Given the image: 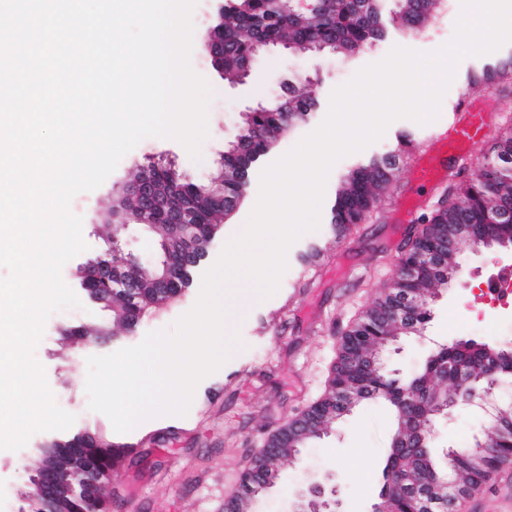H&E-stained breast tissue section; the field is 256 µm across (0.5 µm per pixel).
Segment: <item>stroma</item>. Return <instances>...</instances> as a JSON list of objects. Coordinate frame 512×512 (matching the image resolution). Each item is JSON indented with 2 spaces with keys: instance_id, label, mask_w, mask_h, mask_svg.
Instances as JSON below:
<instances>
[{
  "instance_id": "35a3bbf8",
  "label": "stroma",
  "mask_w": 512,
  "mask_h": 512,
  "mask_svg": "<svg viewBox=\"0 0 512 512\" xmlns=\"http://www.w3.org/2000/svg\"><path fill=\"white\" fill-rule=\"evenodd\" d=\"M458 13L459 0H444L426 33L416 37L405 35L396 23L386 22L382 40L347 58L328 50L296 55L282 47L273 48L262 53L251 76L241 84L228 83L199 51H192V68L213 90L209 136L201 145L200 160H193L177 141L149 137L128 152L99 187L75 195L70 209L82 218L86 249L64 264L61 275L65 284L81 293L79 269L88 255L107 247L112 230L104 219L112 208L115 190L133 171L161 163L174 166L194 183L215 180L222 172L224 145L237 134L243 112L273 97L282 81L302 79L316 107L305 124L270 152V159H277L322 123L335 87L365 65L383 59L393 46L431 51L443 45ZM510 55L512 44L464 58L442 100L437 125L396 120L380 140L334 165L326 183L319 228L290 247L288 269L278 291L250 303L236 317L242 346L198 384L191 415L165 416L137 432H116L107 416L88 407L87 352L67 346L59 332L65 325L108 320V312L85 299L80 307L49 316L34 356L44 369L56 404L74 415L72 431L98 432L109 440L134 445L133 452L112 473L107 489L110 512H224L225 490L239 484L262 440L319 397L343 332L386 287L410 233L430 215L450 184L472 177L500 130L512 125V83L486 91L492 114L481 141L465 156L449 160L448 172L440 182L425 188L415 183L413 168L432 131L449 132L460 120L455 106L471 99V77ZM404 135L412 146L398 160L379 212L336 236L328 208L339 181L358 162L396 150ZM500 273L487 251H465L460 274L438 290L431 304L425 341L405 338L382 350L388 372L408 377L435 341L512 339V307L491 303L480 293L481 286ZM201 282V272H194L191 286L179 298L144 316L134 330L112 337L98 347V354L137 345L148 332L171 327L194 306ZM479 419L470 407L455 408L436 426L437 452L464 446ZM391 422L385 405L360 403L327 435L307 445L298 459L282 462L278 483L255 503L254 512H295L300 493L314 481L335 488L338 512H369L382 484ZM55 436V431H40L19 450L0 449V512H20L26 506L42 448ZM510 494L512 460L500 467L487 487L468 496L464 512H495V504Z\"/></svg>"
}]
</instances>
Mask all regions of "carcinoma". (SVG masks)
I'll list each match as a JSON object with an SVG mask.
<instances>
[{"mask_svg":"<svg viewBox=\"0 0 512 512\" xmlns=\"http://www.w3.org/2000/svg\"><path fill=\"white\" fill-rule=\"evenodd\" d=\"M382 2L384 0H316L312 12L294 14L280 9L274 0H227L224 6V79L236 82L242 60L251 54L258 41L324 45L343 55H353L384 37ZM394 2V20L405 33L417 36L425 31L434 17L440 0ZM509 82H512V56L494 67L485 68L471 80L469 87L485 92ZM314 108V100L295 85L288 94V117L262 110L252 118L246 132L252 137V148L241 170L224 178V211H214L192 183L171 177L169 186L193 209L200 223L210 225L209 233L215 234L218 219L229 216L240 203L251 172L292 128L307 120ZM398 160L399 155L390 153L355 165L343 177L330 208V224L336 228V235H342L351 225L360 224L372 215L388 193ZM506 211H512V127L495 140L490 156L468 182L438 200L431 218L410 237L412 246L400 258L399 264H404L407 257L418 250L447 248L452 224H471L477 237L490 236L512 244V226L497 223V216ZM476 245L478 242L469 239L455 242L444 279H433L423 273L419 279L423 303L411 312L408 320L396 315L388 291L363 312L343 337L324 396L302 412L299 430L308 437L298 447L288 448L285 442L288 428L285 427L281 437L273 443L275 452L283 457L291 454L297 457L307 444L326 434L347 411L336 403V390L349 387L355 391L352 404L382 402L393 412L390 443L382 471L383 485L378 495V499H386L392 512H452L454 504L450 498L428 509L424 498L411 495L408 486L417 480L426 484L457 481L463 493L481 489L492 482L502 463L512 458V399L499 402L502 415L489 418L487 426L470 445L450 448L438 459L432 448L437 415L429 392L446 377L448 405L458 406L460 401L455 383L460 373L482 385L512 383V340L470 339L442 344L431 350L420 368L405 381L388 374L378 353V349L407 335L402 323L419 329L424 326L437 288L447 285L459 273L461 253ZM125 273L141 282L139 298L133 303L120 296L113 298L111 313L113 322L131 329L150 307L165 302V298L155 296L144 284L147 276L153 275V267L131 263L125 267ZM488 436L499 442L498 452L473 458ZM266 463L265 455H260L243 475L242 486L252 487L251 496L247 499L238 495L229 497L224 501V512H250L252 503L266 493L263 487V465ZM27 500V512H51L50 496L34 492L27 496Z\"/></svg>","mask_w":512,"mask_h":512,"instance_id":"1","label":"carcinoma"}]
</instances>
